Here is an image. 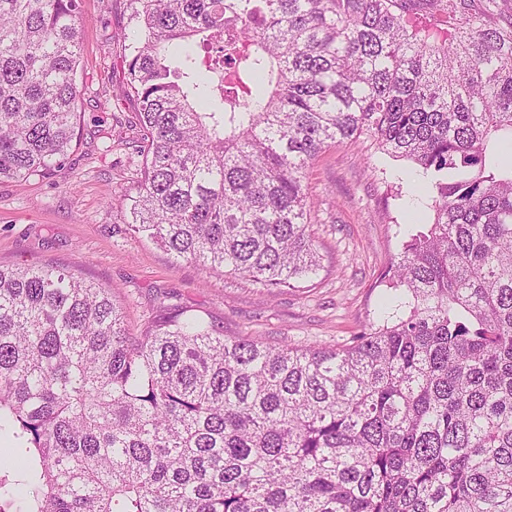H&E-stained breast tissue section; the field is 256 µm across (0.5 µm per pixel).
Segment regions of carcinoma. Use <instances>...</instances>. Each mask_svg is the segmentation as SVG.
I'll use <instances>...</instances> for the list:
<instances>
[{
	"mask_svg": "<svg viewBox=\"0 0 512 512\" xmlns=\"http://www.w3.org/2000/svg\"><path fill=\"white\" fill-rule=\"evenodd\" d=\"M143 177L133 235L221 275L316 274L309 165L372 138L429 222L350 345L226 336L188 306L139 335L112 291L0 265V437L22 512H512V25L408 0H129ZM78 0H0V180L77 145ZM449 0H412L410 8L422 25H433L445 16Z\"/></svg>",
	"mask_w": 512,
	"mask_h": 512,
	"instance_id": "carcinoma-1",
	"label": "carcinoma"
}]
</instances>
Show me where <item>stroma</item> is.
<instances>
[{
  "label": "stroma",
  "instance_id": "1",
  "mask_svg": "<svg viewBox=\"0 0 512 512\" xmlns=\"http://www.w3.org/2000/svg\"><path fill=\"white\" fill-rule=\"evenodd\" d=\"M129 0H80L78 143L43 176L0 181V264H64L111 288L130 332L159 304L206 310L228 336L271 345L340 347L377 319L381 276L424 202L409 161L372 139L327 148L311 164L312 231L323 267L276 292L175 262L129 232L121 191L140 177L139 104L117 94L134 27Z\"/></svg>",
  "mask_w": 512,
  "mask_h": 512
}]
</instances>
